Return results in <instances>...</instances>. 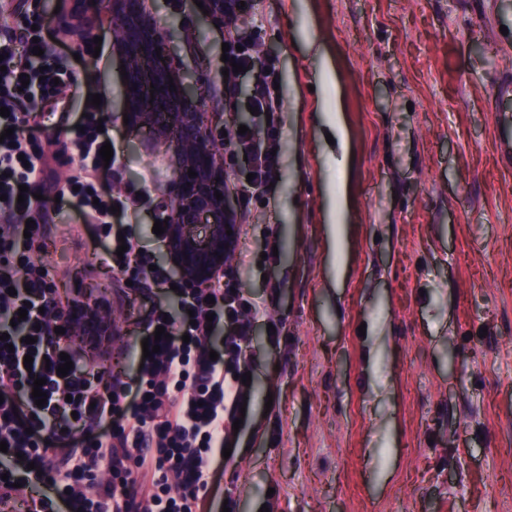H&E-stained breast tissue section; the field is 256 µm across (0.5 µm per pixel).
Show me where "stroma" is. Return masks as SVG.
Instances as JSON below:
<instances>
[{
	"label": "stroma",
	"mask_w": 512,
	"mask_h": 512,
	"mask_svg": "<svg viewBox=\"0 0 512 512\" xmlns=\"http://www.w3.org/2000/svg\"><path fill=\"white\" fill-rule=\"evenodd\" d=\"M480 0H250L237 27L214 25L194 0H144L182 79L226 126L222 45L249 43L273 67L283 101L279 180L248 199V164L225 168L230 209H249L226 266L244 295L269 299L254 322L251 410L232 460H216L205 495L221 512H512V167L495 148L491 82L512 66ZM72 0H10L0 39L16 61L45 15ZM64 30L78 53L62 101L99 95L119 156L112 195L146 183L136 234L171 203L167 144L125 125L117 33L107 11ZM101 37L99 55L83 37ZM348 179L336 190L333 125ZM44 228L34 253L59 308L93 298L115 335L98 351L68 343L99 375L129 369L138 296L93 256L76 209Z\"/></svg>",
	"instance_id": "obj_1"
}]
</instances>
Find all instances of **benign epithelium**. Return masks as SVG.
Returning <instances> with one entry per match:
<instances>
[{
	"label": "benign epithelium",
	"instance_id": "1",
	"mask_svg": "<svg viewBox=\"0 0 512 512\" xmlns=\"http://www.w3.org/2000/svg\"><path fill=\"white\" fill-rule=\"evenodd\" d=\"M207 7L210 20L222 27L235 24L243 15L237 8L225 11L224 0H207ZM112 24L126 58L122 101L128 125L154 128L172 150L175 178L173 205L165 215V256L178 279L203 288L229 261L237 231L227 219V197L215 196L217 191L224 192V170L216 161L208 115L192 101L189 86L174 76L166 36L146 18L143 0H112ZM190 169L196 177H189ZM228 227L233 234H226ZM57 316L67 335L85 336L91 324L104 323L103 312L86 304L73 305Z\"/></svg>",
	"mask_w": 512,
	"mask_h": 512
}]
</instances>
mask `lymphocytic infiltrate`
Segmentation results:
<instances>
[{
    "label": "lymphocytic infiltrate",
    "mask_w": 512,
    "mask_h": 512,
    "mask_svg": "<svg viewBox=\"0 0 512 512\" xmlns=\"http://www.w3.org/2000/svg\"><path fill=\"white\" fill-rule=\"evenodd\" d=\"M55 32L39 29L41 55L28 64H13L11 41H0V132L12 129L0 143V218L9 223L0 235V494L34 475L44 489L47 512H206L199 492L212 463L224 448L236 444L232 424L252 390L242 382L252 369L248 339L253 322L263 317L265 302L246 298L231 283L214 281L201 289L170 291L169 302L142 293L150 308L142 335L153 338L157 327L166 335L160 350L144 357L134 347V381L122 372L101 379L78 366L67 375L57 371L65 351L47 315L52 306L50 274L31 253L43 246L46 215L36 191L74 205L86 230L95 237L100 265L112 268L133 286L167 283L164 269H151L127 217L137 215L144 195L115 197L99 182L105 172L100 148L108 132L98 131L103 112L84 104L81 113H62L67 137L62 145H35V112H21L24 102L55 101L60 88L74 81L68 65L49 55ZM228 61L253 70V104L257 113L245 134L237 135L231 156L245 155L254 178L253 196L271 194L279 171L272 151L279 146L280 102L275 72L256 67L249 51L229 48ZM71 151L74 172L65 180L46 176L58 149ZM32 220L25 228L24 220ZM126 252H119V244ZM26 317H19V308ZM217 359H210V352ZM66 352V351H65ZM32 364H25V356ZM43 380L44 405L32 396ZM67 440L77 451L66 459L49 454L50 441ZM108 479H100V471Z\"/></svg>",
    "instance_id": "1"
}]
</instances>
